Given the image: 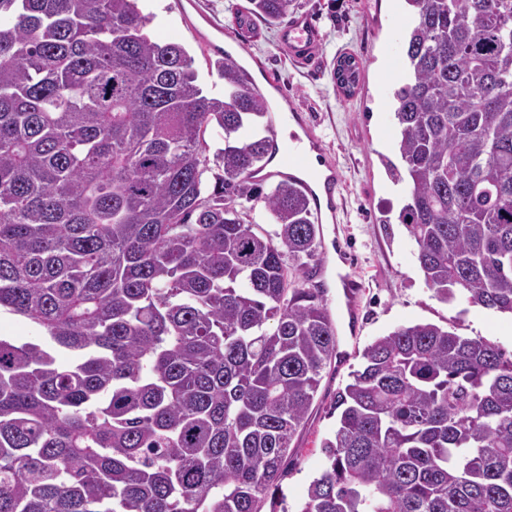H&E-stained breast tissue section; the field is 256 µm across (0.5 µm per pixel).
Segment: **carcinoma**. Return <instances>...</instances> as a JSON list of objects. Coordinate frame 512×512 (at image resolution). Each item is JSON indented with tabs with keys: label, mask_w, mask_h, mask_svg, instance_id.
Wrapping results in <instances>:
<instances>
[{
	"label": "carcinoma",
	"mask_w": 512,
	"mask_h": 512,
	"mask_svg": "<svg viewBox=\"0 0 512 512\" xmlns=\"http://www.w3.org/2000/svg\"><path fill=\"white\" fill-rule=\"evenodd\" d=\"M405 2L400 223L440 300L512 315V0ZM147 23L135 0H0V311L39 331L0 336V512H262L336 351L311 201L254 177L268 100L231 59L203 94ZM334 409L298 512H512L495 343L400 325Z\"/></svg>",
	"instance_id": "obj_1"
}]
</instances>
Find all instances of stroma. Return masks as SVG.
<instances>
[{
  "label": "stroma",
  "mask_w": 512,
  "mask_h": 512,
  "mask_svg": "<svg viewBox=\"0 0 512 512\" xmlns=\"http://www.w3.org/2000/svg\"><path fill=\"white\" fill-rule=\"evenodd\" d=\"M247 0H137L156 41L182 44L193 59L205 94L223 97L224 80L211 63L216 55L204 36L223 27V45L261 80L275 79L272 107L301 109L309 126L339 168L344 197L333 232L351 257L350 272L362 288L357 316L348 319L341 293L331 287L324 301L336 326V357L321 374L310 414L292 441L280 480L290 512H297L310 482L326 464L321 444L336 425L333 405L365 347L400 325L429 322L454 327L459 335L481 336L512 353V317L469 305L440 301L425 282L417 248L398 215L410 199L409 182H394L382 157L398 160L391 112L399 71L385 72L387 60H401L402 31L409 22L404 0H299L315 19L322 38L314 58L293 60L280 41V25L254 21L239 28L234 16ZM356 57L360 85L345 95L331 71L338 58Z\"/></svg>",
  "instance_id": "35a3bbf8"
}]
</instances>
